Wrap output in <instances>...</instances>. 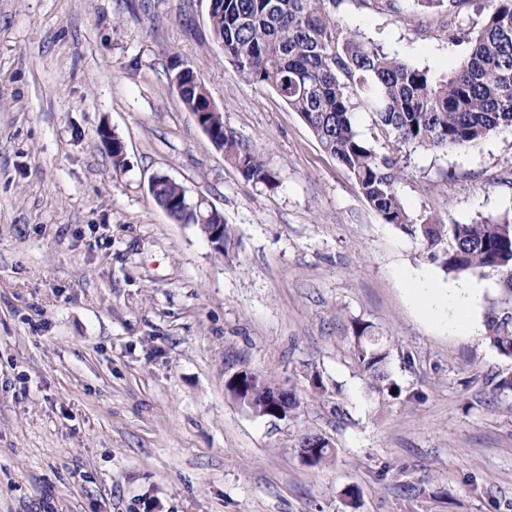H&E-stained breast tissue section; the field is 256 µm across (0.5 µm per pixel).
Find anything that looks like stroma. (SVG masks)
<instances>
[{
	"label": "stroma",
	"mask_w": 512,
	"mask_h": 512,
	"mask_svg": "<svg viewBox=\"0 0 512 512\" xmlns=\"http://www.w3.org/2000/svg\"><path fill=\"white\" fill-rule=\"evenodd\" d=\"M208 9L0 0V512H512V391L495 388L512 358L484 323L499 284L482 279L466 331L428 319L412 289L451 276L272 88L235 74ZM339 14L438 74L486 16L482 0H342ZM174 56L276 188L211 143L170 88ZM399 154L413 218L512 214V128ZM159 175L223 213L225 255L156 204ZM358 321L385 337L398 394L369 391ZM245 369L295 392V416L241 405L227 382ZM306 432L332 446L324 463L301 461Z\"/></svg>",
	"instance_id": "obj_1"
}]
</instances>
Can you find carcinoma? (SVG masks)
Here are the masks:
<instances>
[{
	"instance_id": "obj_1",
	"label": "carcinoma",
	"mask_w": 512,
	"mask_h": 512,
	"mask_svg": "<svg viewBox=\"0 0 512 512\" xmlns=\"http://www.w3.org/2000/svg\"><path fill=\"white\" fill-rule=\"evenodd\" d=\"M342 0H211V33L245 81L270 87L306 123L322 150L355 179L368 205L387 224L417 240L423 254L453 277L495 278L501 295L485 316L486 337L512 357V215L445 224L420 222L397 190L404 166L396 151L361 138L352 114L372 107L379 135L414 150H467L512 127V0H487L482 29L449 72L435 76L395 51L343 26ZM170 85L191 112H217L206 88L177 58ZM224 158L255 185L273 188L275 171L224 132ZM185 195L162 181L154 200ZM354 357L375 394L393 388L389 352L372 325H355Z\"/></svg>"
}]
</instances>
